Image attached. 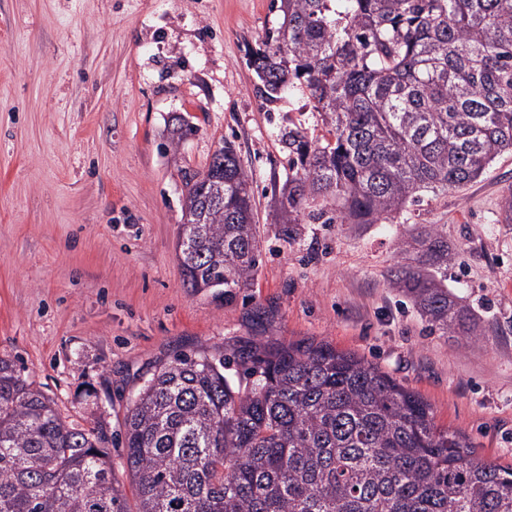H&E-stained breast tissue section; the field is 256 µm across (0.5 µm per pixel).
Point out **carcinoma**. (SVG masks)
<instances>
[{"label": "carcinoma", "instance_id": "obj_1", "mask_svg": "<svg viewBox=\"0 0 512 512\" xmlns=\"http://www.w3.org/2000/svg\"><path fill=\"white\" fill-rule=\"evenodd\" d=\"M279 12L246 64L268 105L306 87L326 135H282L291 176L281 217L394 220L419 192L461 190L512 153V0H272ZM194 132L180 119L179 144ZM209 183L186 179L184 286L233 301L259 243L248 172L230 141ZM395 287L448 331V240L403 243ZM233 370L237 380L225 375ZM107 425L63 421L0 356V512H512V465L364 358L328 343L235 339L224 353L155 366L128 409L123 470Z\"/></svg>", "mask_w": 512, "mask_h": 512}]
</instances>
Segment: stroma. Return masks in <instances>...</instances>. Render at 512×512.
Listing matches in <instances>:
<instances>
[{
    "label": "stroma",
    "mask_w": 512,
    "mask_h": 512,
    "mask_svg": "<svg viewBox=\"0 0 512 512\" xmlns=\"http://www.w3.org/2000/svg\"><path fill=\"white\" fill-rule=\"evenodd\" d=\"M270 0H0V356L67 423L106 416L112 461L150 370L232 339L355 352L512 464V154L391 223L282 224L287 129L323 132L306 88L266 107L245 63ZM195 127L172 147L175 117ZM231 141L251 175L260 255L232 302L183 286V173ZM438 225L448 293L474 337L432 326L390 270Z\"/></svg>",
    "instance_id": "1"
}]
</instances>
